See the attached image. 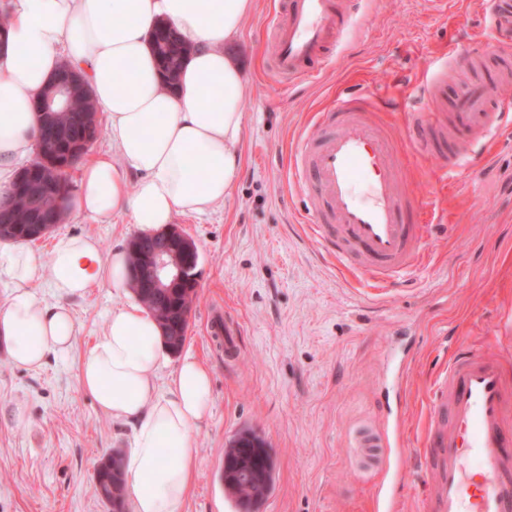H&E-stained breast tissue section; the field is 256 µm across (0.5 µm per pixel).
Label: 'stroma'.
Segmentation results:
<instances>
[{"mask_svg":"<svg viewBox=\"0 0 512 512\" xmlns=\"http://www.w3.org/2000/svg\"><path fill=\"white\" fill-rule=\"evenodd\" d=\"M277 2L256 0L224 48L248 85L232 192L206 214L176 218L197 246L200 273L182 351L209 369L213 397L194 433L198 465L181 512H231L220 469L245 430L275 461L258 512H373V482L354 468L349 442L358 427H380L389 407L399 410L410 449L395 512H419L434 379L479 338L512 361V122L486 161L446 184L432 173L463 137L433 135L430 152L416 156L408 187L428 226L423 258L385 291L340 272L306 232L313 201L288 182L289 147L305 121L347 92L401 100L430 84L449 111L458 79L497 78L500 46L485 0H448L444 17L426 0H364L335 65L311 82H283L270 74L266 50ZM448 57L458 76L431 84ZM139 233L123 216L96 224L71 214L30 249L47 273L57 237L88 235L108 253ZM136 301L108 287L69 299L75 341L41 369L15 366L0 348V512H112L94 473L109 454H127L133 428L83 391L79 364L113 307ZM217 313L234 330L236 360H225L208 332Z\"/></svg>","mask_w":512,"mask_h":512,"instance_id":"1","label":"stroma"}]
</instances>
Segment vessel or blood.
<instances>
[{"instance_id": "1", "label": "vessel or blood", "mask_w": 512, "mask_h": 512, "mask_svg": "<svg viewBox=\"0 0 512 512\" xmlns=\"http://www.w3.org/2000/svg\"><path fill=\"white\" fill-rule=\"evenodd\" d=\"M361 2L285 0L269 22L275 76L303 79L316 63L332 65L325 47L342 44ZM487 13L499 44L512 46V0H487ZM370 105L364 95L338 96L298 138L289 170L300 193L316 200L312 229L337 267L385 287L418 265L427 233L412 221L419 203L401 185L411 157L443 123L470 142L485 140L500 128L505 101L497 82L464 86L444 118L420 96L406 108L401 146ZM425 440V512H512V365L481 346L456 351L435 382ZM399 445L370 430L355 439L359 461L374 469L380 449Z\"/></svg>"}]
</instances>
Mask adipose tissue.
<instances>
[{
    "label": "adipose tissue",
    "mask_w": 512,
    "mask_h": 512,
    "mask_svg": "<svg viewBox=\"0 0 512 512\" xmlns=\"http://www.w3.org/2000/svg\"><path fill=\"white\" fill-rule=\"evenodd\" d=\"M7 8L10 25L0 37V199L35 151L33 100L64 61L84 72L112 144L111 152L83 163L70 212L98 224L125 215L158 230L175 215L209 212L231 193L247 84L224 45L254 0H9ZM160 20L193 47L169 88L149 45ZM0 268L12 279L0 305V342L28 369L70 351L75 325L67 298L129 285L126 251L103 254L96 239L84 236L55 241L48 281L55 305L38 298L41 269L24 244L0 241ZM166 362L157 321L129 305L113 308L79 367L81 386L99 409L136 425L124 459L133 512H180L198 465L192 433L210 412L209 370L182 357L163 394L155 373Z\"/></svg>",
    "instance_id": "obj_1"
}]
</instances>
